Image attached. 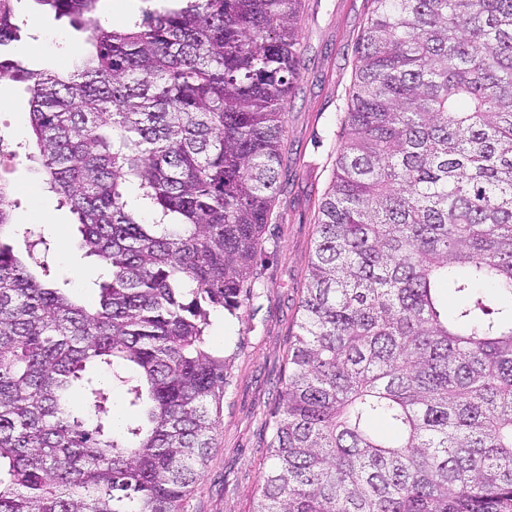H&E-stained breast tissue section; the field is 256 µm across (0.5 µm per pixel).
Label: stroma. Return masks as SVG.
Listing matches in <instances>:
<instances>
[{
    "instance_id": "1",
    "label": "stroma",
    "mask_w": 512,
    "mask_h": 512,
    "mask_svg": "<svg viewBox=\"0 0 512 512\" xmlns=\"http://www.w3.org/2000/svg\"><path fill=\"white\" fill-rule=\"evenodd\" d=\"M367 0H304L300 22L301 75L288 103L279 189L253 267L255 295L236 314H212L207 339L227 363L217 446L189 502V512H251L270 465L268 443L288 349L297 331L302 288L316 238L318 205L330 182L340 144V121L366 22ZM25 67L56 71L74 63L85 35L48 10L19 0ZM30 96L16 80L0 81V138L13 158H0V177L13 190L14 223L50 245L48 262L72 295L95 305L98 258L78 246L77 220L44 182L29 123Z\"/></svg>"
}]
</instances>
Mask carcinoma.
Returning a JSON list of instances; mask_svg holds the SVG:
<instances>
[{"label": "carcinoma", "mask_w": 512, "mask_h": 512, "mask_svg": "<svg viewBox=\"0 0 512 512\" xmlns=\"http://www.w3.org/2000/svg\"><path fill=\"white\" fill-rule=\"evenodd\" d=\"M18 2L0 76L27 82L103 272L76 301L0 182V237L25 239L0 242V512H187L226 384L206 330L250 300L302 0H176L121 29L99 0H33L86 32L66 75L13 56ZM369 2L253 512H512V0Z\"/></svg>", "instance_id": "cac0c4a2"}]
</instances>
